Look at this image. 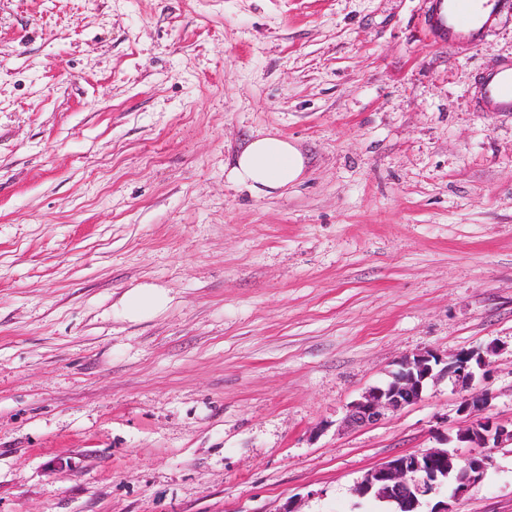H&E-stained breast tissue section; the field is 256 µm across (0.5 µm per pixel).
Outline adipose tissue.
I'll return each mask as SVG.
<instances>
[{"label":"adipose tissue","mask_w":512,"mask_h":512,"mask_svg":"<svg viewBox=\"0 0 512 512\" xmlns=\"http://www.w3.org/2000/svg\"><path fill=\"white\" fill-rule=\"evenodd\" d=\"M305 169L303 153L287 139L268 132L257 134L236 153L229 176L251 193L265 196L298 183Z\"/></svg>","instance_id":"obj_1"}]
</instances>
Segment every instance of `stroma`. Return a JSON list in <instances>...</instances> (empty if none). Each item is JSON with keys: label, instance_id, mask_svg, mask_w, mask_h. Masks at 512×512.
Returning <instances> with one entry per match:
<instances>
[{"label": "stroma", "instance_id": "1", "mask_svg": "<svg viewBox=\"0 0 512 512\" xmlns=\"http://www.w3.org/2000/svg\"><path fill=\"white\" fill-rule=\"evenodd\" d=\"M425 0H0V512H389L391 456L470 422L447 379L363 428L399 362L487 350L512 425V9ZM307 156L255 196L253 136ZM165 289L138 319L126 293ZM454 512H512V445ZM425 24L429 34L448 46L482 41L509 0H426ZM479 112H512V63L483 71L476 92ZM303 153L287 139L259 133L236 153L230 179L257 196L272 195L298 183L306 169Z\"/></svg>", "mask_w": 512, "mask_h": 512}]
</instances>
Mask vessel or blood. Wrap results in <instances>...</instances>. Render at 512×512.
<instances>
[{
	"label": "vessel or blood",
	"instance_id": "b4317fda",
	"mask_svg": "<svg viewBox=\"0 0 512 512\" xmlns=\"http://www.w3.org/2000/svg\"><path fill=\"white\" fill-rule=\"evenodd\" d=\"M512 0H426L429 34L449 46L482 41ZM481 112H512V63L483 71L476 92Z\"/></svg>",
	"mask_w": 512,
	"mask_h": 512
}]
</instances>
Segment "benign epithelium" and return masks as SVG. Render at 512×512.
I'll return each instance as SVG.
<instances>
[{
	"instance_id": "1",
	"label": "benign epithelium",
	"mask_w": 512,
	"mask_h": 512,
	"mask_svg": "<svg viewBox=\"0 0 512 512\" xmlns=\"http://www.w3.org/2000/svg\"><path fill=\"white\" fill-rule=\"evenodd\" d=\"M486 364L487 358L479 350L450 354L446 360L428 351L408 356L393 381L369 389L348 407L344 418L348 427L376 424L386 415L418 403L425 381L433 377L439 365V374L448 378L453 389L465 392L461 412L475 417V421L457 435L458 441L468 443L474 452L460 456L446 448H430L394 455L365 475L356 486L358 495L394 502L404 512H418L422 504L433 499L435 503H430L429 512H453L451 502L478 483L486 471L487 456L475 449L512 443V428L484 416L492 393L475 385L474 367L482 368Z\"/></svg>"
}]
</instances>
